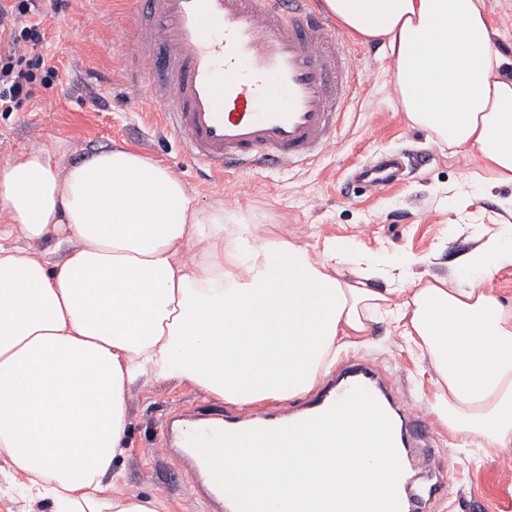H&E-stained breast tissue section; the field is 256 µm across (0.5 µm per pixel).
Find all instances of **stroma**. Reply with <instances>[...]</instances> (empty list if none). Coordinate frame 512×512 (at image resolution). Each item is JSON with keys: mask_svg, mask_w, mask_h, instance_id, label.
<instances>
[{"mask_svg": "<svg viewBox=\"0 0 512 512\" xmlns=\"http://www.w3.org/2000/svg\"><path fill=\"white\" fill-rule=\"evenodd\" d=\"M129 8V0H73L65 16L48 18L52 38L43 52L60 76L37 85L34 98L17 111L0 112V162L51 139L62 143L70 164L126 147L169 166L202 211L223 210L225 227L250 224L258 235L285 232L309 246L337 237L380 254L411 255L422 260L415 274L453 283L462 256L512 225V214L501 207L512 196V184L475 191L468 176L481 168L477 157L448 149L433 132L412 125L399 105L387 48L356 36L351 42L362 77L332 148L308 166L256 169L233 179L212 175L186 159L182 141L161 125L153 102L134 94L128 83L122 52L132 38ZM387 154L404 161L395 185L373 189L354 180L357 168ZM339 353L381 359L403 396L432 401L427 359L390 319H378L366 335L344 339ZM185 410L208 417L246 414L175 380L137 385L118 466L127 489L160 494L168 512H207L192 495L190 475L158 449L167 417ZM436 434L458 483L451 497L435 502L433 512H512V468L482 447H460L444 429Z\"/></svg>", "mask_w": 512, "mask_h": 512, "instance_id": "1", "label": "stroma"}]
</instances>
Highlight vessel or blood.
<instances>
[{
    "instance_id": "obj_1",
    "label": "vessel or blood",
    "mask_w": 512,
    "mask_h": 512,
    "mask_svg": "<svg viewBox=\"0 0 512 512\" xmlns=\"http://www.w3.org/2000/svg\"><path fill=\"white\" fill-rule=\"evenodd\" d=\"M136 62L130 80L155 93L166 127L189 160L219 175L252 167H297L316 160L348 113L360 62L348 40L336 37L315 0H132ZM396 162L362 169L358 178L380 188L396 180ZM366 388L392 422L398 456L432 449L438 440L425 410L403 409L386 371L365 355L338 365L318 398L278 415L259 409L254 428L291 425L325 412L354 386ZM239 418L182 413L162 430L166 452L192 476L198 498L213 512H237L189 444L199 431L241 430ZM455 470L401 474L400 512H426L451 493Z\"/></svg>"
}]
</instances>
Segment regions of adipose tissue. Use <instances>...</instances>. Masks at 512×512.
Segmentation results:
<instances>
[{
    "instance_id": "1",
    "label": "adipose tissue",
    "mask_w": 512,
    "mask_h": 512,
    "mask_svg": "<svg viewBox=\"0 0 512 512\" xmlns=\"http://www.w3.org/2000/svg\"><path fill=\"white\" fill-rule=\"evenodd\" d=\"M348 31L383 41L403 111L512 183V56L481 0H325ZM56 239L49 260L35 243ZM357 264L342 279L338 263ZM336 239L309 247L250 225L224 233L164 164L121 146L65 164L57 143L0 162V456L51 512H166L121 489L133 383L175 379L246 407L310 393L341 342L386 315L435 375L431 408L462 441L512 446V310L489 282L512 233L467 253L459 286Z\"/></svg>"
}]
</instances>
